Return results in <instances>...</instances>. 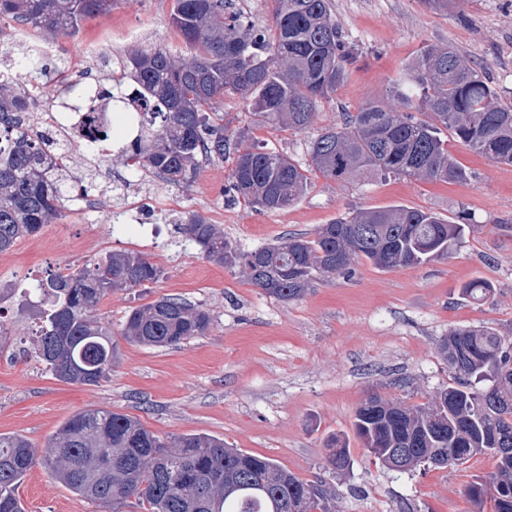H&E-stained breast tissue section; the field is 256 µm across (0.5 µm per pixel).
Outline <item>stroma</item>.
Here are the masks:
<instances>
[{
  "label": "stroma",
  "mask_w": 512,
  "mask_h": 512,
  "mask_svg": "<svg viewBox=\"0 0 512 512\" xmlns=\"http://www.w3.org/2000/svg\"><path fill=\"white\" fill-rule=\"evenodd\" d=\"M172 4L118 0L108 12L84 17L71 35L31 28L27 36L57 48L68 66L65 79L87 86L120 70L131 51L181 47L170 22ZM332 12L358 61L320 104L312 125L283 128L228 96L220 106L228 130L245 131L250 143L309 164L311 138L339 123L343 113L387 100L426 44L452 43L482 67L493 86L512 89V0H461L445 12L422 0H332ZM89 45L94 54H86ZM129 143L117 124L103 155L73 159L74 176L96 177V210L81 209L72 186H65L64 218L0 252V326L7 330L0 335V433L23 436L44 453L70 415L107 408L136 417L160 437L217 436L303 479H320L335 490L338 512H472L465 489L493 471L491 456L424 474L393 472L365 454L354 414L372 392L416 405L453 385L439 350L452 329L488 326L512 336V166L475 155L452 139L448 150L469 169L467 181L389 174L339 184L315 174L293 206L260 212L228 191L233 155L201 162L187 183L172 185L133 170L125 156ZM391 204L464 225L461 246L419 267L382 270L360 261L350 275L317 283L290 302L269 297L239 270L209 262L177 230L186 215L197 213L247 250L288 233L308 236L353 211ZM131 209L157 231V241L131 229L115 239L111 212ZM121 249L146 255L162 276L112 292L97 306L96 318L111 327L119 349L111 375L90 386L60 382L31 353L40 303L25 301L19 291ZM477 278L494 291L473 304L459 290ZM164 296L207 310L206 335L160 348L126 341L121 328L128 312ZM336 435L353 454L345 475L326 467L325 445ZM18 496L25 512H100L39 466L19 484Z\"/></svg>",
  "instance_id": "stroma-1"
}]
</instances>
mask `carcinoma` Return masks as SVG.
I'll list each match as a JSON object with an SVG mask.
<instances>
[{
    "mask_svg": "<svg viewBox=\"0 0 512 512\" xmlns=\"http://www.w3.org/2000/svg\"><path fill=\"white\" fill-rule=\"evenodd\" d=\"M112 0H0V24L15 21L69 35ZM272 24L257 30L224 0H174L170 21L190 52L187 60L159 47L128 54L123 76L151 111L149 127L131 144L132 165L181 185L201 157L236 153L229 174L233 193L260 211L293 206L308 191L310 175L336 183L398 174L421 181L458 183L469 172L448 153L443 130L473 153L512 166V99L486 82L451 45H427L408 63L390 101L348 112L343 122L309 141L311 167L238 133L230 140L224 95L240 96L252 112L295 131L307 129L322 101L347 79L357 56L332 14L330 0H272ZM22 72L0 73V252L63 218L61 184L68 169L51 159L59 148L38 127L23 131L15 111L25 104L28 78L48 64L28 51ZM426 115L421 119L418 114ZM203 257L239 268L281 301L302 297L320 278L350 273L365 260L380 269L416 267L447 258L464 229L435 213L404 205L354 211L313 236L291 235L244 250L218 225L192 213L180 223ZM161 268L133 251H113L90 265L67 268L38 282L53 298L32 339L38 360L59 381L96 385L116 363L112 331L92 312L108 294L157 281ZM485 280L461 288L463 298L487 300ZM210 314L180 298L161 297L130 311L122 336L144 346H177L203 336ZM440 350L456 385L427 404L406 406L372 394L355 411L354 428L365 451L395 472L438 470L490 455L495 468L465 494L475 512H512V336L488 327L448 332ZM326 466L347 474L350 448L327 445ZM102 512H120L135 498L144 512H335L336 492L304 480L272 459L232 448L208 434L164 439L137 419L109 409L67 418L39 459L19 435L0 433V512H23L18 484L35 465Z\"/></svg>",
    "mask_w": 512,
    "mask_h": 512,
    "instance_id": "1",
    "label": "carcinoma"
}]
</instances>
